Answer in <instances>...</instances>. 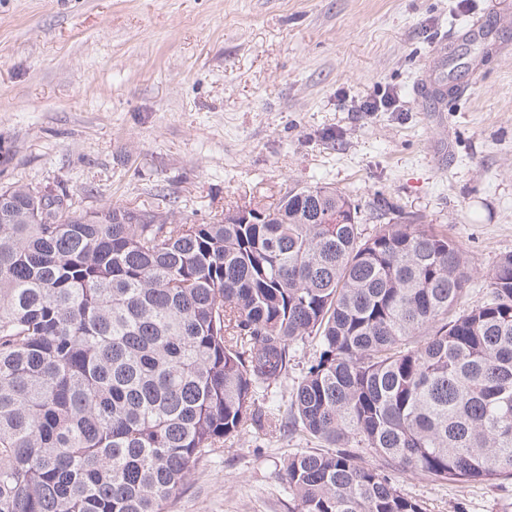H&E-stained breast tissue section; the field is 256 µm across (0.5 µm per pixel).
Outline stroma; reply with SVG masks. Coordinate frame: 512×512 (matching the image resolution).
<instances>
[{"label":"stroma","instance_id":"stroma-1","mask_svg":"<svg viewBox=\"0 0 512 512\" xmlns=\"http://www.w3.org/2000/svg\"><path fill=\"white\" fill-rule=\"evenodd\" d=\"M487 0H0V188L206 224L322 185L365 232L432 225L467 250V304L512 252V21ZM448 93L420 98L440 42ZM467 85L458 96L453 86ZM398 107L362 111L367 100ZM286 432L247 428L171 512H292ZM426 512H512V480L400 476Z\"/></svg>","mask_w":512,"mask_h":512}]
</instances>
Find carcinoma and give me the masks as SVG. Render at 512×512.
Listing matches in <instances>:
<instances>
[{"instance_id":"carcinoma-1","label":"carcinoma","mask_w":512,"mask_h":512,"mask_svg":"<svg viewBox=\"0 0 512 512\" xmlns=\"http://www.w3.org/2000/svg\"><path fill=\"white\" fill-rule=\"evenodd\" d=\"M255 212L183 224L0 189V512H168L248 425L322 445L288 459L293 512H424L387 469L512 479V254L465 308L444 232L366 235L328 186ZM310 339L285 403H260Z\"/></svg>"}]
</instances>
